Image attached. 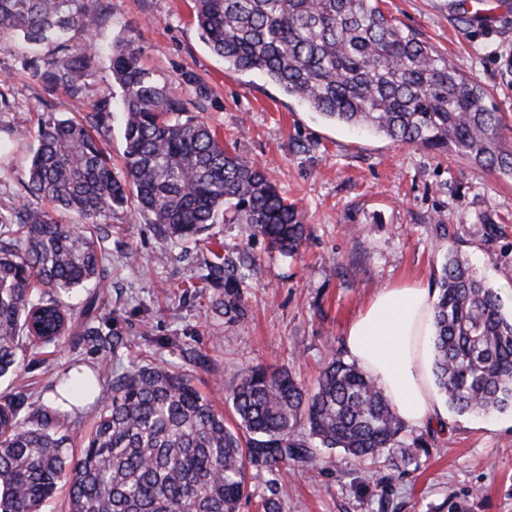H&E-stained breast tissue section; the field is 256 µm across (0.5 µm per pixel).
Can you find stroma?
I'll return each instance as SVG.
<instances>
[{"label":"stroma","mask_w":512,"mask_h":512,"mask_svg":"<svg viewBox=\"0 0 512 512\" xmlns=\"http://www.w3.org/2000/svg\"><path fill=\"white\" fill-rule=\"evenodd\" d=\"M192 0H100L92 39L108 49L131 34L144 65L186 100L229 149L262 164L304 215L299 254L268 252L240 225L218 223L198 241L164 249L153 225L119 211L106 220L108 290L93 310L71 299L79 335L59 348L22 343L23 413L52 405L58 383L77 371L114 373L152 361L187 371L224 416L227 396L250 367H284L313 388L332 354L344 353L351 320L382 288L433 287L448 247L457 248L497 290L512 289V179L457 156L322 120L254 72L227 68L199 37ZM386 15L420 34L459 71L489 88L512 137V11L490 20L458 19L456 0H384ZM19 42L0 48V213L22 200L24 169L41 125L82 116L117 101L108 61L82 96L47 94L20 64ZM205 87L195 97L188 79ZM166 259H159V251ZM254 262L241 284L248 312L229 321L211 284L214 257ZM100 331L101 340L83 336ZM121 347H113L112 334ZM408 437L437 443L413 457L398 449L358 461L327 450L317 465L289 478L280 512H512V416L445 409L442 418L406 425Z\"/></svg>","instance_id":"stroma-1"}]
</instances>
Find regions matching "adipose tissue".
<instances>
[{
  "label": "adipose tissue",
  "mask_w": 512,
  "mask_h": 512,
  "mask_svg": "<svg viewBox=\"0 0 512 512\" xmlns=\"http://www.w3.org/2000/svg\"><path fill=\"white\" fill-rule=\"evenodd\" d=\"M434 296L420 285L382 289L349 325L345 346L375 378L406 423L440 412L433 387L431 333Z\"/></svg>",
  "instance_id": "1"
}]
</instances>
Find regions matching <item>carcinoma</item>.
I'll list each match as a JSON object with an SVG mask.
<instances>
[{
  "instance_id": "cac0c4a2",
  "label": "carcinoma",
  "mask_w": 512,
  "mask_h": 512,
  "mask_svg": "<svg viewBox=\"0 0 512 512\" xmlns=\"http://www.w3.org/2000/svg\"><path fill=\"white\" fill-rule=\"evenodd\" d=\"M96 0H0V45L21 39L34 53L21 66L50 91L83 94L99 64L90 43ZM381 0H193L209 50L237 70L258 71L323 120L403 145L449 153L512 179V141L488 89L433 46L406 33ZM459 0L464 23L479 5ZM112 79L123 114L124 175L102 146L112 104L86 117L47 120L23 187L52 201L51 212L22 200L0 214V376L17 373L19 339L61 342L75 320L61 295L104 293L107 271L91 227L134 202L131 215L164 243L188 242L222 221L243 225L270 252L293 257L307 238L304 216L263 167L230 152L204 121L188 115L168 84L141 64L132 35L112 45ZM224 278V316L247 315L241 276ZM434 303L433 349L440 394L459 414L512 408V314L468 259L448 249ZM63 387L92 398L98 420L81 455L58 429L59 411L20 415L25 393L0 405V512H43L59 484L69 512H239L248 474L265 469L275 491L264 512H279L282 471L309 469L323 448L375 459L390 448L410 456L429 445L404 434L378 382L333 354L315 388L287 369L245 370L230 390L234 425L191 375L164 365L134 366L101 379L79 375Z\"/></svg>"
}]
</instances>
